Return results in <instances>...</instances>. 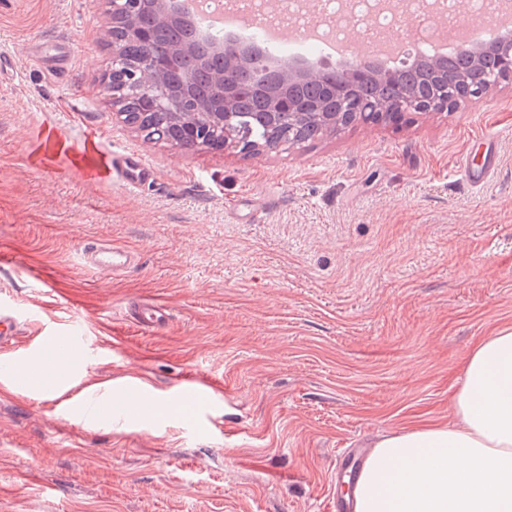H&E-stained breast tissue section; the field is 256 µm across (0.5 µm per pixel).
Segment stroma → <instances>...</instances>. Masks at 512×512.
I'll return each mask as SVG.
<instances>
[{
  "label": "stroma",
  "instance_id": "1",
  "mask_svg": "<svg viewBox=\"0 0 512 512\" xmlns=\"http://www.w3.org/2000/svg\"><path fill=\"white\" fill-rule=\"evenodd\" d=\"M108 0H0V305L17 370L78 329L38 386L0 376V512H330L342 453L450 418L471 348L512 326V83L401 126L245 156L150 143L112 110ZM131 149L146 187L80 161ZM490 164L478 187L463 164ZM138 264L81 266L87 240ZM133 301L170 311L143 330ZM84 380L145 411H57Z\"/></svg>",
  "mask_w": 512,
  "mask_h": 512
}]
</instances>
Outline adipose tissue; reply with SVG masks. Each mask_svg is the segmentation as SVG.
<instances>
[{"label": "adipose tissue", "instance_id": "ef3b65f1", "mask_svg": "<svg viewBox=\"0 0 512 512\" xmlns=\"http://www.w3.org/2000/svg\"><path fill=\"white\" fill-rule=\"evenodd\" d=\"M450 407L376 442L354 512H512V327L473 346Z\"/></svg>", "mask_w": 512, "mask_h": 512}]
</instances>
